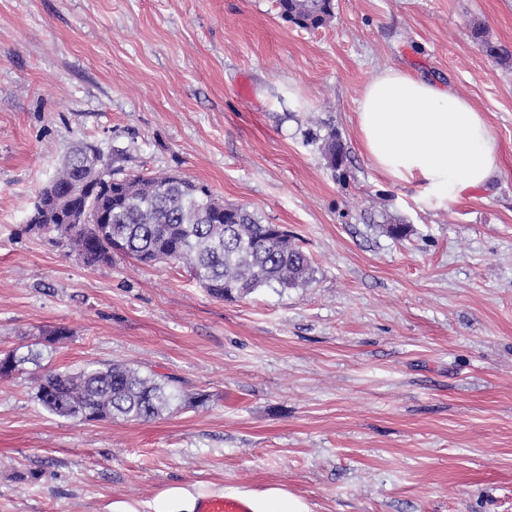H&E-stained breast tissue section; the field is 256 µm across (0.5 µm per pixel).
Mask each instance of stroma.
Instances as JSON below:
<instances>
[{
    "label": "stroma",
    "instance_id": "1",
    "mask_svg": "<svg viewBox=\"0 0 512 512\" xmlns=\"http://www.w3.org/2000/svg\"><path fill=\"white\" fill-rule=\"evenodd\" d=\"M487 42L512 52V0H334L317 29L277 0H0V351L25 358L0 377V512L195 483L280 486L311 512H512V64ZM386 68L483 112L489 186L438 206L371 168L357 100ZM315 125L342 169L306 144ZM81 144L284 226L312 282L221 300L186 268L90 266L29 232ZM112 361L180 399L149 421L39 404L44 371ZM305 136L307 141H311V143L321 141V152L324 154L328 165L334 171L345 164L347 160V154L335 129H329L326 135L321 137L317 131L309 128L305 132Z\"/></svg>",
    "mask_w": 512,
    "mask_h": 512
}]
</instances>
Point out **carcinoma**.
<instances>
[{
  "instance_id": "1",
  "label": "carcinoma",
  "mask_w": 512,
  "mask_h": 512,
  "mask_svg": "<svg viewBox=\"0 0 512 512\" xmlns=\"http://www.w3.org/2000/svg\"><path fill=\"white\" fill-rule=\"evenodd\" d=\"M280 17L318 28L333 17V0H278ZM307 140L321 142L328 165L342 167L347 154L335 129L321 136L309 129ZM112 182L97 183L95 210L103 224H57L66 246L88 265L108 263L120 253L142 264L184 265L215 298L246 297L259 288H297L310 283L309 256L280 224H263L244 206L227 205L204 184L180 174L119 176L91 147L79 148L40 190L28 217V230L48 226L57 209L82 201L65 198L71 184L91 178L97 165ZM25 358L0 354V376L14 372ZM37 398L50 413L78 421L122 417L149 421L179 398L170 382L119 362L77 371H48L38 378Z\"/></svg>"
}]
</instances>
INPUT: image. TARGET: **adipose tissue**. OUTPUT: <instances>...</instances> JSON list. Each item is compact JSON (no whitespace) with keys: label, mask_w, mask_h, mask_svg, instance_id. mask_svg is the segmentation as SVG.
Wrapping results in <instances>:
<instances>
[{"label":"adipose tissue","mask_w":512,"mask_h":512,"mask_svg":"<svg viewBox=\"0 0 512 512\" xmlns=\"http://www.w3.org/2000/svg\"><path fill=\"white\" fill-rule=\"evenodd\" d=\"M357 124L373 169L415 183L436 205L487 186L499 172L488 123L467 98L413 73L386 69L361 90ZM205 485H171L153 500H116L108 512H197ZM251 512H311L279 486L242 496Z\"/></svg>","instance_id":"ef3b65f1"}]
</instances>
